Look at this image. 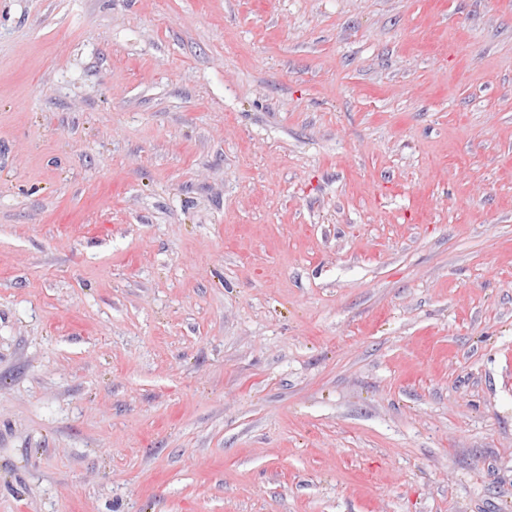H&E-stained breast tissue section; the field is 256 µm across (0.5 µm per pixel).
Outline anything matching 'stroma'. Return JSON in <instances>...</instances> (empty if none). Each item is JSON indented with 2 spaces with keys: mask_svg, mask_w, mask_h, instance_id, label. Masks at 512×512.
I'll list each match as a JSON object with an SVG mask.
<instances>
[{
  "mask_svg": "<svg viewBox=\"0 0 512 512\" xmlns=\"http://www.w3.org/2000/svg\"><path fill=\"white\" fill-rule=\"evenodd\" d=\"M0 512H512V0H0Z\"/></svg>",
  "mask_w": 512,
  "mask_h": 512,
  "instance_id": "stroma-1",
  "label": "stroma"
}]
</instances>
